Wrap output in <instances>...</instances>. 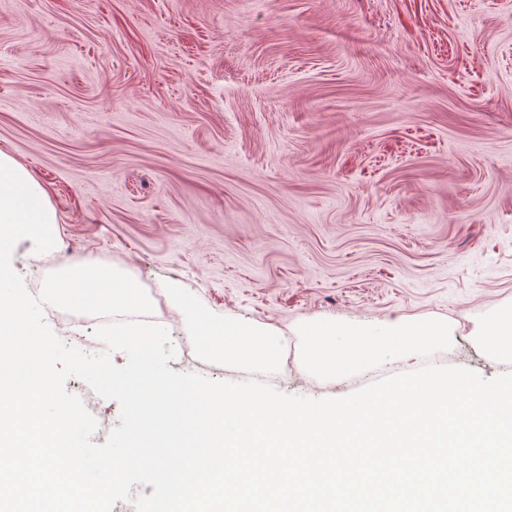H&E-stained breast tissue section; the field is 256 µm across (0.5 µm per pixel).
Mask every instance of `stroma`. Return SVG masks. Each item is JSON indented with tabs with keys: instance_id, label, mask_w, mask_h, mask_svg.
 I'll return each mask as SVG.
<instances>
[{
	"instance_id": "obj_1",
	"label": "stroma",
	"mask_w": 512,
	"mask_h": 512,
	"mask_svg": "<svg viewBox=\"0 0 512 512\" xmlns=\"http://www.w3.org/2000/svg\"><path fill=\"white\" fill-rule=\"evenodd\" d=\"M0 151L48 191L31 295L88 261L134 271L170 369L339 398L426 364L512 374L471 331L512 305V0H0ZM281 336L262 376L204 360L170 309ZM447 323L451 345L321 379L308 322ZM105 443L120 405L82 386Z\"/></svg>"
}]
</instances>
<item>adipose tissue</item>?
<instances>
[{
    "instance_id": "1",
    "label": "adipose tissue",
    "mask_w": 512,
    "mask_h": 512,
    "mask_svg": "<svg viewBox=\"0 0 512 512\" xmlns=\"http://www.w3.org/2000/svg\"><path fill=\"white\" fill-rule=\"evenodd\" d=\"M168 305L180 312L189 337L203 357L231 360L252 369L272 372L282 355L280 336L267 326H244L222 321L196 308L178 284L165 289ZM301 359L305 368L320 378L356 374L379 363L450 343L446 325L398 319L382 327L353 326L333 321L304 324L300 329ZM477 342L493 357L512 361V307L499 309L476 331Z\"/></svg>"
}]
</instances>
